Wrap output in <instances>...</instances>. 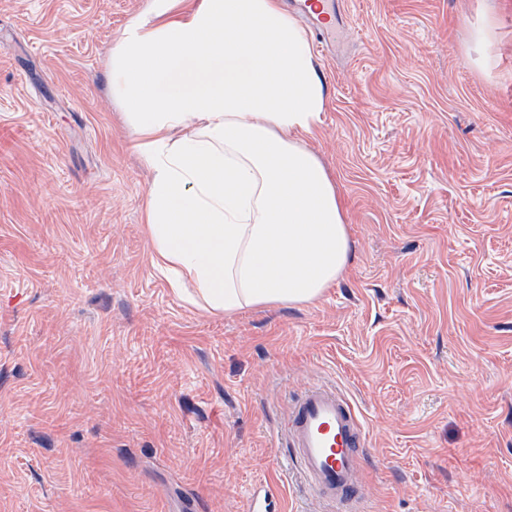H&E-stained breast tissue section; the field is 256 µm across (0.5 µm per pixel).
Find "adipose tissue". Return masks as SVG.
I'll list each match as a JSON object with an SVG mask.
<instances>
[{
  "instance_id": "ef3b65f1",
  "label": "adipose tissue",
  "mask_w": 512,
  "mask_h": 512,
  "mask_svg": "<svg viewBox=\"0 0 512 512\" xmlns=\"http://www.w3.org/2000/svg\"><path fill=\"white\" fill-rule=\"evenodd\" d=\"M106 73L152 174L154 269L179 300L213 315L307 305L343 277V199L306 144L325 82L281 0H147Z\"/></svg>"
}]
</instances>
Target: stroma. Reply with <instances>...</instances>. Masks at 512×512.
I'll return each instance as SVG.
<instances>
[{"instance_id":"35a3bbf8","label":"stroma","mask_w":512,"mask_h":512,"mask_svg":"<svg viewBox=\"0 0 512 512\" xmlns=\"http://www.w3.org/2000/svg\"><path fill=\"white\" fill-rule=\"evenodd\" d=\"M145 0H0V512H242L291 398L366 433L360 512H512V0H328L308 138L344 278L212 316L156 274L105 61ZM491 37H475L482 27Z\"/></svg>"}]
</instances>
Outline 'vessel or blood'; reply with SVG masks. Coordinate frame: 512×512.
<instances>
[{
	"instance_id": "1",
	"label": "vessel or blood",
	"mask_w": 512,
	"mask_h": 512,
	"mask_svg": "<svg viewBox=\"0 0 512 512\" xmlns=\"http://www.w3.org/2000/svg\"><path fill=\"white\" fill-rule=\"evenodd\" d=\"M282 437L308 489L322 502L358 504L356 485L366 434L349 399L328 385L302 390L281 425ZM275 490L251 492L244 512H276Z\"/></svg>"
}]
</instances>
